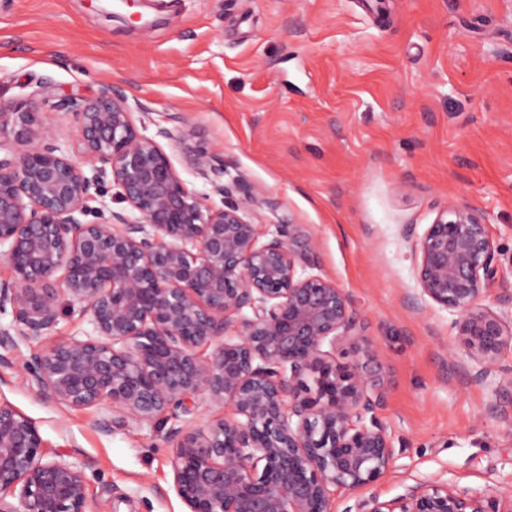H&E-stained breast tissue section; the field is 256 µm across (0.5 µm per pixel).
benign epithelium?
<instances>
[{
    "instance_id": "obj_1",
    "label": "benign epithelium",
    "mask_w": 512,
    "mask_h": 512,
    "mask_svg": "<svg viewBox=\"0 0 512 512\" xmlns=\"http://www.w3.org/2000/svg\"><path fill=\"white\" fill-rule=\"evenodd\" d=\"M45 110L72 120L77 154L56 144ZM137 112L150 108L119 88L57 96L44 83L0 104V259L12 272L0 312L13 316L0 366L30 346L21 383L47 402L108 404L119 417L98 419L102 432L179 422L171 467L187 512H338V489L354 496L343 512H512L511 490L442 479L380 499L373 487L395 461L376 416L388 385L349 294L304 274L314 242L301 225L254 222L275 199L224 184L223 156L180 115L148 136ZM169 149L221 205L184 187ZM110 186L129 212L86 221L93 193ZM417 250L419 297L453 314L455 356L473 379L512 390V317L485 303L512 290L483 212L448 202ZM60 291L92 332L40 348ZM200 401L223 417L187 425ZM0 512H90L83 466L45 456L35 422L2 401Z\"/></svg>"
}]
</instances>
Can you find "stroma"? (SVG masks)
Wrapping results in <instances>:
<instances>
[{"label": "stroma", "mask_w": 512, "mask_h": 512, "mask_svg": "<svg viewBox=\"0 0 512 512\" xmlns=\"http://www.w3.org/2000/svg\"><path fill=\"white\" fill-rule=\"evenodd\" d=\"M179 113L276 210L302 225L309 271L348 291L382 350L378 410L402 478L512 489V420L451 357L452 316L417 301L416 244L449 201L481 210L512 270V0H0V101L37 83ZM0 367V400L47 456L85 463L92 512H184L170 423L109 433L100 407L43 401Z\"/></svg>", "instance_id": "1"}]
</instances>
